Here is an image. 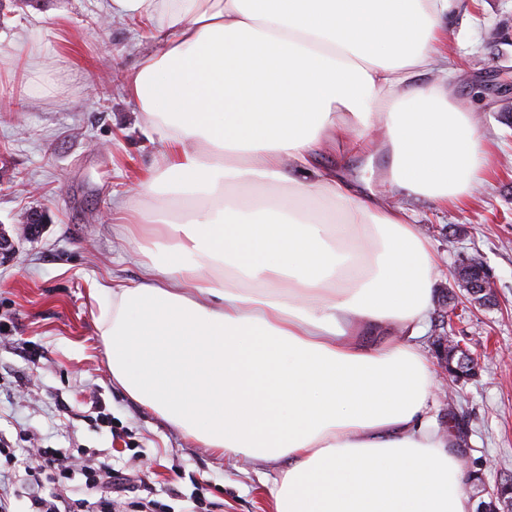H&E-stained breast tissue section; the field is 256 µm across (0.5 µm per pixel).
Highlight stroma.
<instances>
[{"label":"stroma","instance_id":"obj_1","mask_svg":"<svg viewBox=\"0 0 512 512\" xmlns=\"http://www.w3.org/2000/svg\"><path fill=\"white\" fill-rule=\"evenodd\" d=\"M512 0H469L448 20L444 48L457 95L471 102L491 143L492 174L473 201L441 209L389 195L408 209L436 253L438 276L419 343L450 336L478 359L476 377L431 417L466 423L461 458L487 485L512 481ZM148 29L108 15V0H6L0 7V229L14 233L27 209L45 210L38 237L0 264V441L89 448L155 488L154 512H274L265 487L275 466L199 447L112 381L97 334L94 288L138 281L142 256L115 229L121 209H150L133 188L159 157L123 83L153 52ZM481 258L495 307L458 303L453 272ZM99 401L112 424L89 420Z\"/></svg>","mask_w":512,"mask_h":512}]
</instances>
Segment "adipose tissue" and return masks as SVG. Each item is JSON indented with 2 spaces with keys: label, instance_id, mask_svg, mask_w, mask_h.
Here are the masks:
<instances>
[{
  "label": "adipose tissue",
  "instance_id": "adipose-tissue-1",
  "mask_svg": "<svg viewBox=\"0 0 512 512\" xmlns=\"http://www.w3.org/2000/svg\"><path fill=\"white\" fill-rule=\"evenodd\" d=\"M461 5L109 2L154 29L124 91L164 151L135 189L155 208L117 227L140 280L94 291L108 366L201 447L276 463L275 512H472L418 343L436 258L384 197L460 206L491 171L453 84L415 81ZM351 140L383 156L375 182L318 171Z\"/></svg>",
  "mask_w": 512,
  "mask_h": 512
}]
</instances>
